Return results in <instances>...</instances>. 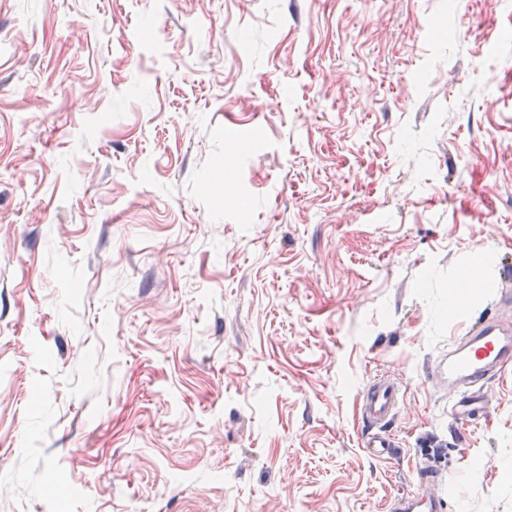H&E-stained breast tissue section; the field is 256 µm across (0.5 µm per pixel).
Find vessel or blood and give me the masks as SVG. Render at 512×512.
I'll return each instance as SVG.
<instances>
[{"label": "vessel or blood", "mask_w": 512, "mask_h": 512, "mask_svg": "<svg viewBox=\"0 0 512 512\" xmlns=\"http://www.w3.org/2000/svg\"><path fill=\"white\" fill-rule=\"evenodd\" d=\"M508 362H512V326L492 315L471 325L454 340L448 354L432 361L430 377L445 376L449 385L460 392L448 408L449 420L472 423L483 417L485 405L481 391ZM402 401V385L390 377H377L362 390L360 414L371 429L363 446L371 456L379 459L391 456L395 441L389 424L398 414ZM443 508V501L417 495L395 496L389 506L390 512H442Z\"/></svg>", "instance_id": "1"}]
</instances>
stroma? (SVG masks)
I'll use <instances>...</instances> for the list:
<instances>
[{
    "label": "stroma",
    "instance_id": "stroma-1",
    "mask_svg": "<svg viewBox=\"0 0 512 512\" xmlns=\"http://www.w3.org/2000/svg\"><path fill=\"white\" fill-rule=\"evenodd\" d=\"M511 275L512 0H0V512H512ZM509 361L512 362L511 327L493 315L471 324L462 336L454 340L448 354L432 361L430 377L444 375L448 378V385L458 387L461 393L448 406V420L472 423L483 417V386ZM402 401V385L390 377H377L362 390L359 411L364 423L374 430L362 446L371 456L379 459L392 456V448L396 445L387 429L398 414ZM444 500L437 501L428 499L418 495L405 496L398 495L390 501L388 510L391 512H441L444 508Z\"/></svg>",
    "mask_w": 512,
    "mask_h": 512
}]
</instances>
